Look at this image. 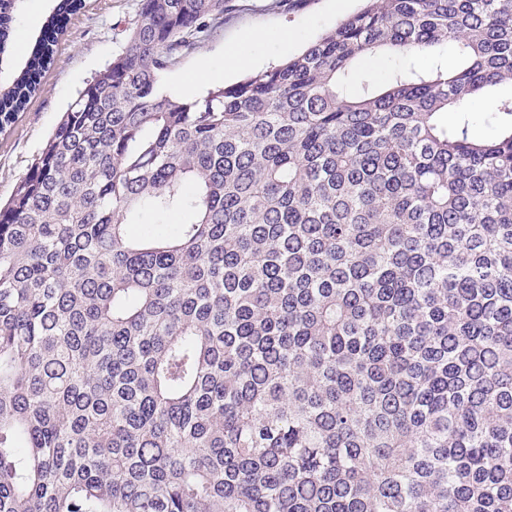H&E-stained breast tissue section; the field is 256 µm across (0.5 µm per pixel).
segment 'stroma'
<instances>
[{
    "label": "stroma",
    "instance_id": "35a3bbf8",
    "mask_svg": "<svg viewBox=\"0 0 512 512\" xmlns=\"http://www.w3.org/2000/svg\"><path fill=\"white\" fill-rule=\"evenodd\" d=\"M360 6V0H228L223 29L174 69L164 72L160 85L167 93L182 95L183 78L201 67L220 72L222 84H233L246 74L302 52ZM138 8L139 0H86L84 9L72 17L57 45L54 65L41 78L40 91L25 111L15 114L0 129V202L9 199L84 82L123 51L126 29L135 20ZM286 30L295 37L288 46L281 41ZM246 39L252 42V65L246 69L228 68L226 47ZM426 64L423 58L378 53L370 62L359 59L355 71L358 80L380 85L395 69ZM509 96L512 86L503 84L471 99V132L475 137L496 136L498 126L491 114L496 102Z\"/></svg>",
    "mask_w": 512,
    "mask_h": 512
}]
</instances>
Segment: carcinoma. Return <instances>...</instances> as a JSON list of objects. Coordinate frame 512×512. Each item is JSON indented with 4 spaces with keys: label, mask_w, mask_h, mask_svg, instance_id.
Listing matches in <instances>:
<instances>
[{
    "label": "carcinoma",
    "mask_w": 512,
    "mask_h": 512,
    "mask_svg": "<svg viewBox=\"0 0 512 512\" xmlns=\"http://www.w3.org/2000/svg\"><path fill=\"white\" fill-rule=\"evenodd\" d=\"M83 2L0 0V124ZM365 2L178 98L226 0H140L0 207V512H512V0ZM56 0H22L19 23L15 42V51L17 55H21L24 51L21 49L19 40H23L25 48L28 39L31 35L36 33L46 16L56 5ZM374 58V64L367 63L366 56L360 58L355 64L357 74V83L362 80H370L376 84L382 85L390 73L398 68H406L414 65L415 67H424L428 63V57L415 59L400 53H377L370 54ZM510 84L493 88L487 94L471 99L468 112H471V132L481 139L493 138L497 135L498 126L491 118V112H496L495 104L502 98L511 95Z\"/></svg>",
    "instance_id": "1"
}]
</instances>
